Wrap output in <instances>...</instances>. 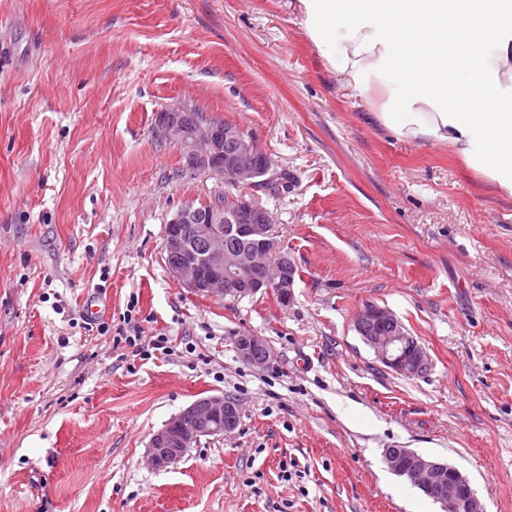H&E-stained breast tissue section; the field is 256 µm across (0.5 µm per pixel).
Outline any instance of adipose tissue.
Listing matches in <instances>:
<instances>
[{"label": "adipose tissue", "instance_id": "obj_1", "mask_svg": "<svg viewBox=\"0 0 512 512\" xmlns=\"http://www.w3.org/2000/svg\"><path fill=\"white\" fill-rule=\"evenodd\" d=\"M336 74L378 96V121L448 146L512 194V0H299ZM493 99L495 111L480 104Z\"/></svg>", "mask_w": 512, "mask_h": 512}]
</instances>
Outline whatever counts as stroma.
Here are the masks:
<instances>
[{"label":"stroma","mask_w":512,"mask_h":512,"mask_svg":"<svg viewBox=\"0 0 512 512\" xmlns=\"http://www.w3.org/2000/svg\"><path fill=\"white\" fill-rule=\"evenodd\" d=\"M4 43L0 512H442L387 448L447 461L485 512H512V195L384 128L298 0H0ZM182 106L287 173L254 199L295 263L290 303L170 278L166 224L228 190L154 137ZM368 304L422 345L423 374L377 360L355 328ZM127 312L172 354L116 345ZM239 331L271 344L267 368L239 359ZM210 395L238 404L237 429L150 468L151 436Z\"/></svg>","instance_id":"35a3bbf8"}]
</instances>
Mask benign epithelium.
<instances>
[{"label": "benign epithelium", "mask_w": 512, "mask_h": 512, "mask_svg": "<svg viewBox=\"0 0 512 512\" xmlns=\"http://www.w3.org/2000/svg\"><path fill=\"white\" fill-rule=\"evenodd\" d=\"M155 136L176 144L188 170L217 176L230 186L255 190L275 179L279 170L271 156L233 126L205 120L189 108L156 113ZM241 244L224 242V230ZM164 252L170 277L202 298L243 299L259 291L273 292L283 303L292 297L295 266L288 261L273 276H263L271 257L280 254L278 235L269 211L242 194L224 205L214 197L199 206L181 207L165 226ZM355 326L377 358L399 375L414 377L428 364L426 351L412 341L389 309L370 304ZM234 345L240 360L266 367L275 357L268 341L239 332ZM237 405L222 395L200 398L167 421L145 448L148 466L161 470L176 464L201 438L222 436L239 425ZM386 467L439 504L443 512H484L462 472L410 448H386Z\"/></svg>", "instance_id": "7a95c632"}]
</instances>
